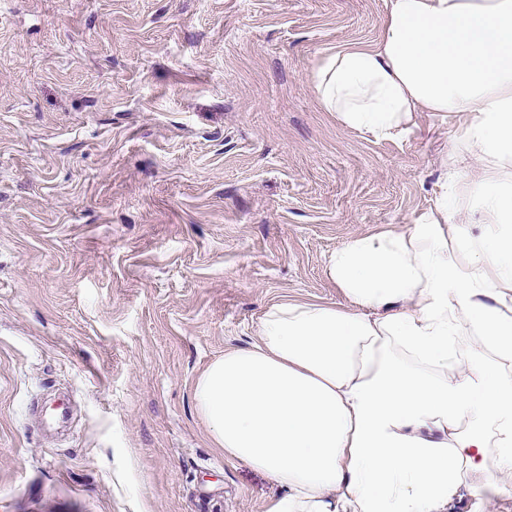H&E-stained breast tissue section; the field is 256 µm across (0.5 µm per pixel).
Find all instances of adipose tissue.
Segmentation results:
<instances>
[{"instance_id":"adipose-tissue-1","label":"adipose tissue","mask_w":512,"mask_h":512,"mask_svg":"<svg viewBox=\"0 0 512 512\" xmlns=\"http://www.w3.org/2000/svg\"><path fill=\"white\" fill-rule=\"evenodd\" d=\"M312 84L376 141L465 114L450 179L407 229L330 254L350 310L272 305L195 404L279 486L266 512H444L489 472L512 482V0H385L380 40L325 55Z\"/></svg>"}]
</instances>
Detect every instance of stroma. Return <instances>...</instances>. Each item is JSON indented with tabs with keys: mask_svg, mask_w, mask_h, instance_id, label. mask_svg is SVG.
<instances>
[{
	"mask_svg": "<svg viewBox=\"0 0 512 512\" xmlns=\"http://www.w3.org/2000/svg\"><path fill=\"white\" fill-rule=\"evenodd\" d=\"M384 0H0V512H265L193 384L356 235L432 208L463 115L375 142L311 73Z\"/></svg>",
	"mask_w": 512,
	"mask_h": 512,
	"instance_id": "obj_1",
	"label": "stroma"
}]
</instances>
